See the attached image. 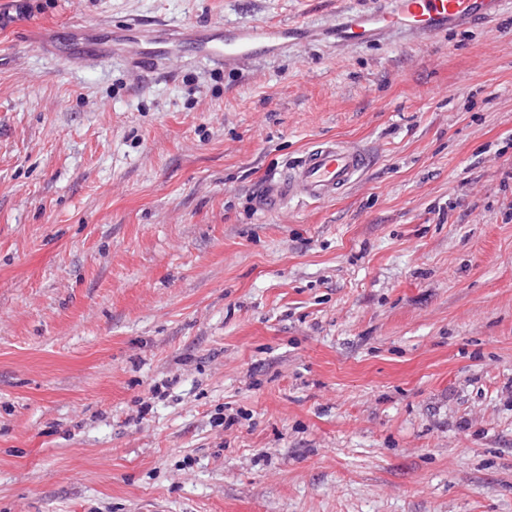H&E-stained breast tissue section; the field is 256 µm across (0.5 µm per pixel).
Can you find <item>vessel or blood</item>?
Listing matches in <instances>:
<instances>
[{
	"instance_id": "obj_1",
	"label": "vessel or blood",
	"mask_w": 512,
	"mask_h": 512,
	"mask_svg": "<svg viewBox=\"0 0 512 512\" xmlns=\"http://www.w3.org/2000/svg\"><path fill=\"white\" fill-rule=\"evenodd\" d=\"M502 0H384L383 4L362 13L340 12L333 30L337 43L364 44L383 39L430 40L458 25L484 24L495 18ZM300 22L261 28L213 29L198 38L194 48L198 57L243 64L261 54L274 53L301 36ZM186 39L185 32L167 31L160 37H145L144 54L154 62L177 56ZM368 166L362 149L336 140L318 143L290 163L284 175L270 179L262 198L278 206L298 200L322 203L335 199L357 181Z\"/></svg>"
}]
</instances>
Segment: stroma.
Wrapping results in <instances>:
<instances>
[{
    "mask_svg": "<svg viewBox=\"0 0 512 512\" xmlns=\"http://www.w3.org/2000/svg\"><path fill=\"white\" fill-rule=\"evenodd\" d=\"M368 7L0 0V512H512V0L329 44ZM134 19L309 32L70 56ZM323 139L358 181L261 205ZM300 21L290 24L264 26L261 28H215L205 37L194 42L196 54L201 59L221 62L224 66L243 64L264 52L288 46V39L302 35Z\"/></svg>",
    "mask_w": 512,
    "mask_h": 512,
    "instance_id": "stroma-1",
    "label": "stroma"
}]
</instances>
